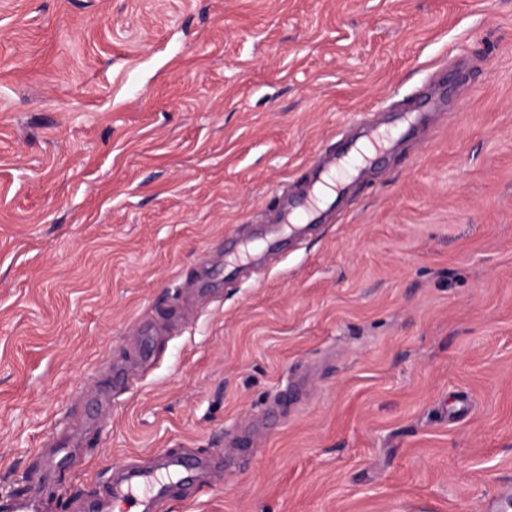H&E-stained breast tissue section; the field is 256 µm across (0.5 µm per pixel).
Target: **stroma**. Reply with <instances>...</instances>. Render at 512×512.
Here are the masks:
<instances>
[{"mask_svg": "<svg viewBox=\"0 0 512 512\" xmlns=\"http://www.w3.org/2000/svg\"><path fill=\"white\" fill-rule=\"evenodd\" d=\"M182 455L165 512H512V0H0V512ZM358 153H361L358 146L349 144L341 152L328 154L323 162L315 167L312 184L303 201L293 205L287 200L283 205L279 224H286L284 229H288L289 234L293 231L291 225H297L298 222L321 224L324 221V203L331 199L333 201L330 204L326 202L324 206H332L336 197L344 190L351 172L359 171L365 162L368 163L364 156L359 160Z\"/></svg>", "mask_w": 512, "mask_h": 512, "instance_id": "1", "label": "stroma"}]
</instances>
